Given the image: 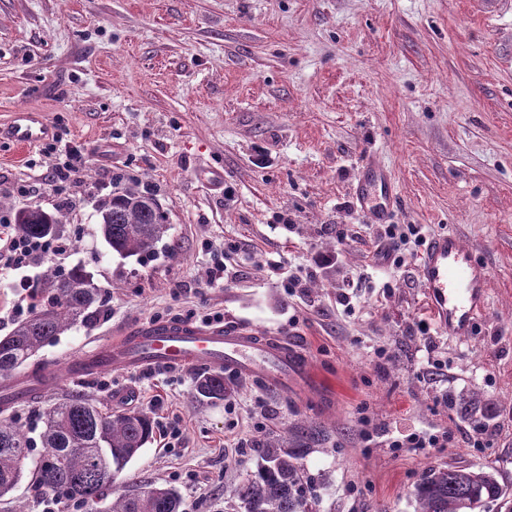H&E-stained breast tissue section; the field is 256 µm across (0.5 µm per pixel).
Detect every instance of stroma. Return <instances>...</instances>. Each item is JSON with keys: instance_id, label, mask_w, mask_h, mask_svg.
Segmentation results:
<instances>
[{"instance_id": "35a3bbf8", "label": "stroma", "mask_w": 512, "mask_h": 512, "mask_svg": "<svg viewBox=\"0 0 512 512\" xmlns=\"http://www.w3.org/2000/svg\"><path fill=\"white\" fill-rule=\"evenodd\" d=\"M21 108L90 155L83 202L63 216L70 250L30 276L90 262L104 301L35 365L139 323L218 315L288 337L312 374L275 393L228 373L221 401L196 394L199 366L64 377L9 411L31 438L48 402L75 396L180 417L182 435L152 439L111 494L172 487L182 512H227L260 437L301 420L323 435L304 460L321 512H413L435 467L490 466L512 487V0H0V215L59 202L44 179L54 154L1 135ZM369 162L397 185L389 223L456 234L487 265L472 336L428 322L424 243L403 246L401 267L370 265L377 227L354 199ZM118 187L167 215L145 261L112 253L91 221ZM222 240L241 249L212 285L207 246ZM292 274L306 286L287 290ZM451 395L494 406L483 445ZM238 422L247 447H225Z\"/></svg>"}]
</instances>
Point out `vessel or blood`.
Segmentation results:
<instances>
[{"label":"vessel or blood","mask_w":512,"mask_h":512,"mask_svg":"<svg viewBox=\"0 0 512 512\" xmlns=\"http://www.w3.org/2000/svg\"><path fill=\"white\" fill-rule=\"evenodd\" d=\"M50 127L30 111L19 110L8 128L9 139L23 150L36 147ZM356 199L366 205L375 223L386 222L398 201L391 174L382 166L367 164L355 188ZM419 275L428 308L449 335L465 337L487 306L488 269L473 249L458 236H434L425 251ZM204 365L256 378L275 389L287 388L302 374V356L286 339L256 332L241 325L213 321L207 324L179 318L139 324L69 364L70 378L80 381L105 371L163 369ZM59 380L48 366L26 371L0 386V409L10 410L21 401L42 397Z\"/></svg>","instance_id":"vessel-or-blood-1"}]
</instances>
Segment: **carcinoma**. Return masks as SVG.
I'll use <instances>...</instances> for the list:
<instances>
[{
  "label": "carcinoma",
  "instance_id": "cac0c4a2",
  "mask_svg": "<svg viewBox=\"0 0 512 512\" xmlns=\"http://www.w3.org/2000/svg\"><path fill=\"white\" fill-rule=\"evenodd\" d=\"M95 223L112 251L124 258L153 253L170 230L165 212L155 198L116 189L95 206ZM13 224L18 234L33 239L59 236V212L39 205L17 209ZM33 308L5 336H0V379L9 380L48 343L65 332L87 326L100 313L101 286L94 275L77 264L56 271L35 286ZM196 393L211 400L232 394L224 376L204 373ZM153 437V422L143 412L107 414L85 397L46 406L40 441L43 453L32 455L26 433L10 420L0 421V498L25 478L38 489L67 499L79 498L90 506L106 500L112 491V469L125 468ZM321 432L301 424L288 440L265 436L256 469L235 484L230 499L249 506L250 512H319L314 478L303 463ZM501 501L512 512V491L485 466L432 469L414 486L415 512H482L486 504ZM105 512H181V498L170 487H150L113 500Z\"/></svg>",
  "mask_w": 512,
  "mask_h": 512
}]
</instances>
